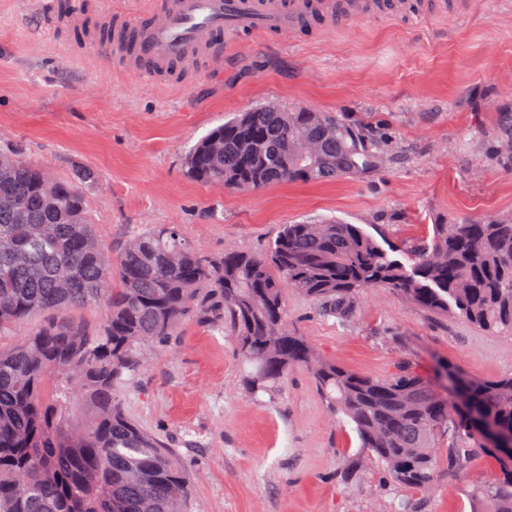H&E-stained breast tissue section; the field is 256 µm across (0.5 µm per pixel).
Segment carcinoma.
Returning <instances> with one entry per match:
<instances>
[{
	"instance_id": "obj_1",
	"label": "carcinoma",
	"mask_w": 512,
	"mask_h": 512,
	"mask_svg": "<svg viewBox=\"0 0 512 512\" xmlns=\"http://www.w3.org/2000/svg\"><path fill=\"white\" fill-rule=\"evenodd\" d=\"M387 157L372 134L331 112L268 102L204 135L190 180L250 192L365 178ZM77 166L51 177L19 149L0 152V512H186L191 481L175 449L123 410L116 388L151 349L194 319L232 337L249 394H274L304 368L347 418L363 458L399 487L431 493L481 454L497 479L468 490L472 512H512V454L485 446L481 420L512 433V374L451 371L454 406L406 366L386 377L324 359L288 323L291 288L342 318L364 288H388L437 315L512 332V213L435 224L431 241L385 248L357 224H285L266 252L207 255L175 224H152L117 256L97 237ZM97 303L96 327L73 313ZM83 408L76 416L74 404Z\"/></svg>"
}]
</instances>
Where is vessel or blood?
<instances>
[{
  "mask_svg": "<svg viewBox=\"0 0 512 512\" xmlns=\"http://www.w3.org/2000/svg\"><path fill=\"white\" fill-rule=\"evenodd\" d=\"M458 8L459 0H162L157 21L145 29L113 17L111 52L128 67L147 62L172 76L192 59L221 57L228 35L293 37L339 21L441 16Z\"/></svg>",
  "mask_w": 512,
  "mask_h": 512,
  "instance_id": "b4317fda",
  "label": "vessel or blood"
}]
</instances>
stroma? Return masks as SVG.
Returning <instances> with one entry per match:
<instances>
[{
    "mask_svg": "<svg viewBox=\"0 0 512 512\" xmlns=\"http://www.w3.org/2000/svg\"><path fill=\"white\" fill-rule=\"evenodd\" d=\"M45 0H0V148L84 186L99 238L120 249L151 224L180 225L203 252L263 253L281 225L334 218L390 243L437 224L512 211V0H470L440 19L369 18L290 41L238 35L224 62L186 80L126 67L96 44L110 10L142 22L151 0H86L77 28L47 29ZM276 101L337 112L372 128L390 163L359 180L278 184L250 193L188 180L185 157L224 119ZM288 320L327 360L385 376L405 364L443 388V369L512 373V334L439 316L366 289L353 315H323L289 292ZM230 336L185 321L116 394L126 413L176 448L192 479L190 512H471L469 485L493 459L440 479L428 496L359 465V441L332 416L310 373L253 398Z\"/></svg>",
    "mask_w": 512,
    "mask_h": 512,
    "instance_id": "1",
    "label": "stroma"
}]
</instances>
